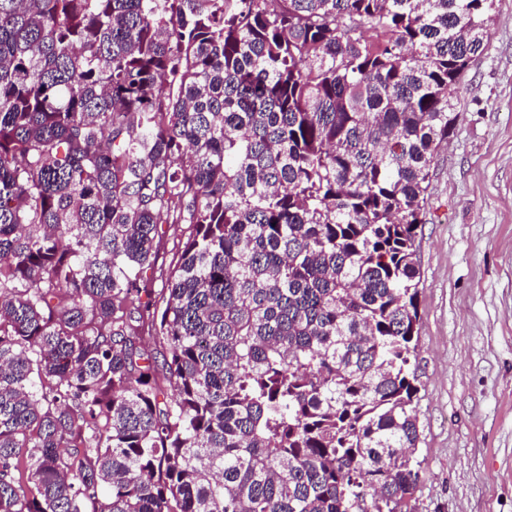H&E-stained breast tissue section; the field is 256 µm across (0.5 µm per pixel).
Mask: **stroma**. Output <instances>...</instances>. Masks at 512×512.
Segmentation results:
<instances>
[{"label":"stroma","instance_id":"35a3bbf8","mask_svg":"<svg viewBox=\"0 0 512 512\" xmlns=\"http://www.w3.org/2000/svg\"><path fill=\"white\" fill-rule=\"evenodd\" d=\"M451 91L416 244L419 482L411 512H512V0Z\"/></svg>","mask_w":512,"mask_h":512}]
</instances>
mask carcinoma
<instances>
[{
  "label": "carcinoma",
  "mask_w": 512,
  "mask_h": 512,
  "mask_svg": "<svg viewBox=\"0 0 512 512\" xmlns=\"http://www.w3.org/2000/svg\"><path fill=\"white\" fill-rule=\"evenodd\" d=\"M493 2L0 0V512L414 493L416 230ZM187 227V224L162 223L159 225V228L166 232V244L160 253L158 264L154 270V273L151 274V272H148V276L150 275L151 278H153L152 288H155L156 290L163 288L160 275L163 272L165 277L176 264L181 242L184 241V237L181 236V231H186ZM160 269H162V272H160Z\"/></svg>",
  "instance_id": "cac0c4a2"
}]
</instances>
